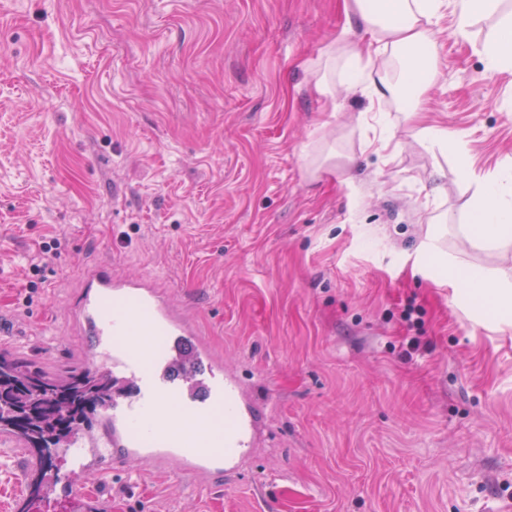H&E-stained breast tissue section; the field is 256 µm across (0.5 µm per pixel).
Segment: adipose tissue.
I'll use <instances>...</instances> for the list:
<instances>
[{
    "instance_id": "1",
    "label": "adipose tissue",
    "mask_w": 512,
    "mask_h": 512,
    "mask_svg": "<svg viewBox=\"0 0 512 512\" xmlns=\"http://www.w3.org/2000/svg\"><path fill=\"white\" fill-rule=\"evenodd\" d=\"M503 0H455L454 35L466 41L475 22L498 17L492 36L481 55L488 77L512 71V17L502 14ZM445 0H343L348 21L366 36L364 43L343 38L330 43L314 65L316 91L335 103V86L384 100L400 98L417 107L437 73L436 26ZM401 65L396 79L380 74L375 66L381 56ZM474 190L466 202L469 223L464 230L474 246L512 242V166L473 178ZM427 267L462 288L480 307L493 310L512 323V279L495 271L463 265L447 256L436 238L420 247Z\"/></svg>"
}]
</instances>
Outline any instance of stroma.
I'll use <instances>...</instances> for the list:
<instances>
[{"label":"stroma","mask_w":512,"mask_h":512,"mask_svg":"<svg viewBox=\"0 0 512 512\" xmlns=\"http://www.w3.org/2000/svg\"><path fill=\"white\" fill-rule=\"evenodd\" d=\"M439 21L426 124L470 169L512 165V73ZM340 0H0V351L97 366L71 320L80 272L156 283L246 387L259 431L237 474L174 467L64 484L0 452V512H512V325L424 269L427 216L466 264L512 275V245L463 239L470 193L402 105L308 83ZM389 131L386 149L368 141ZM335 145L349 170L309 174ZM49 259L40 274L39 245ZM415 323L403 319L407 305ZM418 135L426 141L431 149L437 150L441 155L451 154L461 165L467 169V155L465 145L448 128L422 126Z\"/></svg>","instance_id":"obj_1"}]
</instances>
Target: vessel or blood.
<instances>
[{
    "instance_id": "vessel-or-blood-1",
    "label": "vessel or blood",
    "mask_w": 512,
    "mask_h": 512,
    "mask_svg": "<svg viewBox=\"0 0 512 512\" xmlns=\"http://www.w3.org/2000/svg\"><path fill=\"white\" fill-rule=\"evenodd\" d=\"M76 322L88 351L131 390L102 413L101 433L79 431L69 472L138 471L170 458L190 484L222 478L250 451L256 431L244 387L196 324L162 298L156 285L111 266L82 272Z\"/></svg>"
}]
</instances>
